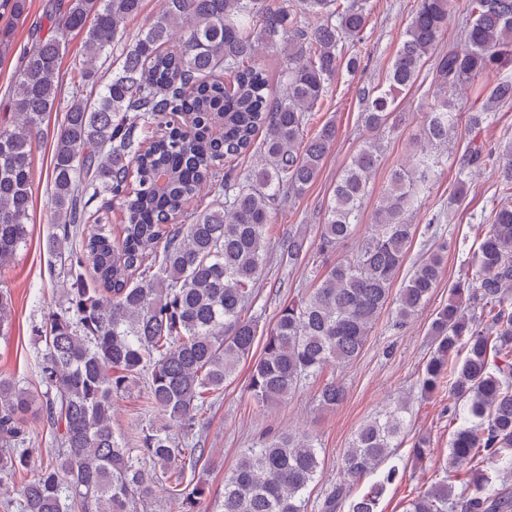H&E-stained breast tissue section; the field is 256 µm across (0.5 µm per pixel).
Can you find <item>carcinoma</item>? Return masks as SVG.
I'll return each mask as SVG.
<instances>
[{
    "label": "carcinoma",
    "mask_w": 512,
    "mask_h": 512,
    "mask_svg": "<svg viewBox=\"0 0 512 512\" xmlns=\"http://www.w3.org/2000/svg\"><path fill=\"white\" fill-rule=\"evenodd\" d=\"M62 35L39 38L26 52L12 91L15 121L0 125V275L26 245L32 207L31 160L52 142L51 202L56 233L49 250L68 261L71 287L58 311L35 330L45 343L38 395L0 376V488L28 467L25 422L40 411L59 448L22 489L19 512H134L160 484L194 512L198 488L186 485L202 454L172 431L192 430L200 411L251 356L258 321L242 316L266 265V231L282 195L302 196L316 181L336 138L333 124L305 137L311 112L340 70L364 60L368 0H161L157 16L135 37L126 23L143 0H67ZM451 0H419L384 83L360 88L361 120L386 129L397 100L434 59L437 92L420 113L408 162L391 175L371 232L356 252L325 267L312 292L283 305L251 365L248 389L266 404L297 384L337 369L361 352L390 304L402 327L437 287L445 262L438 246L392 288L415 234L406 220L442 175L432 150L457 122L448 92L470 77L512 66V0H469L464 45L439 48ZM83 34L80 78L53 134L43 124L59 106L58 73L68 33ZM122 45L121 67L108 79L99 61ZM276 46L277 69L260 62ZM512 108V80L494 83L468 115L479 132L491 113ZM260 143H255L258 133ZM255 149L261 162L240 173L224 168ZM379 139L363 141L342 170L320 224L316 248L333 253L350 239L371 195ZM448 163L470 178L499 172L508 192L485 225L472 277L449 287L432 319L431 351L419 378L422 393L448 388L462 403L448 439L446 480L410 499L405 512H512V492L492 486L480 469L489 459L512 472V145L471 139ZM137 187L127 191L128 177ZM210 204L186 211L203 187ZM106 196L105 212L87 223ZM123 214L112 239L108 210ZM185 217V223L174 220ZM306 239L288 236L282 258L295 266ZM92 269L93 283L83 275ZM12 328V298L0 280V339ZM146 378L148 403L165 419L142 431L140 448L112 431L114 398ZM346 389L331 377L320 389L326 407ZM407 402L399 400L361 425L342 456L343 484L325 503L376 512L392 466L366 492L352 496L400 447ZM316 439L290 430L247 449L224 476L223 512H304V492L320 473Z\"/></svg>",
    "instance_id": "1"
}]
</instances>
